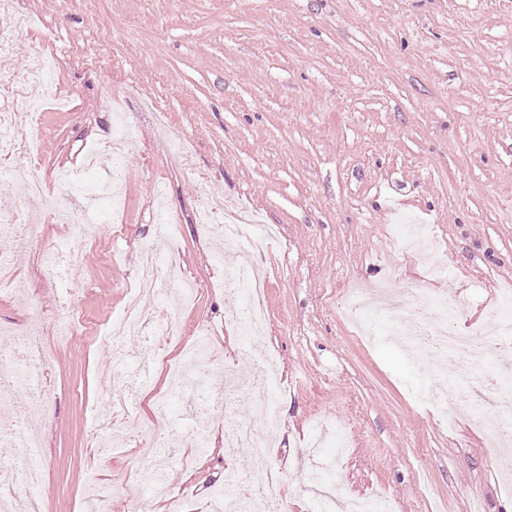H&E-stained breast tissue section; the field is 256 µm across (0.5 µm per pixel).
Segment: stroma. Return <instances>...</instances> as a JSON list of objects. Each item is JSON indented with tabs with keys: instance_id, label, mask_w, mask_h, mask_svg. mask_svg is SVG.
I'll list each match as a JSON object with an SVG mask.
<instances>
[{
	"instance_id": "stroma-1",
	"label": "stroma",
	"mask_w": 512,
	"mask_h": 512,
	"mask_svg": "<svg viewBox=\"0 0 512 512\" xmlns=\"http://www.w3.org/2000/svg\"><path fill=\"white\" fill-rule=\"evenodd\" d=\"M20 3L35 30L17 42L16 68L34 49L52 51L57 81L74 101L73 111L39 113L41 156L30 174L57 191L59 169L81 166L88 149L107 142L112 90L123 84L135 161L121 174V234L98 216L95 238L76 245L70 224L48 221L38 242L10 257L15 285L0 290V327L36 313L52 318L66 304L84 321L48 367L56 415L34 421L39 447L0 438V496L11 512H73L105 486L112 512H134L144 495L161 512L154 470L191 492L187 512H199L228 466L260 488L255 448L224 453L228 416L252 423L283 469L282 512L310 510L317 424L349 441L333 480L339 501L383 496L394 512H505L512 483L497 474L494 434L476 425L469 399L449 403V426L412 397L452 386V362L422 373L382 336L347 323L336 297L357 288L375 298L387 281L401 292L427 288L462 304V330L499 289L512 288V0H75L65 13L58 0ZM177 137L192 170L169 150ZM199 170L210 172L208 183L197 181ZM161 182L180 231L173 266L202 291L182 311L181 341L160 344L162 362L131 415L113 425L122 447L94 463L91 416L112 397L102 329L122 308L142 245L157 239ZM202 195L243 200L267 248L230 249L215 262V238L194 222ZM399 224L430 226L440 278L392 244ZM246 263L267 285V329L251 340L224 323L235 308L224 270ZM205 333L216 389L225 366L254 373L251 352L274 349L285 379L275 434L243 394L230 413L212 415L207 446L180 398L157 430L168 368ZM26 459L44 469L29 488L13 485L7 470Z\"/></svg>"
}]
</instances>
